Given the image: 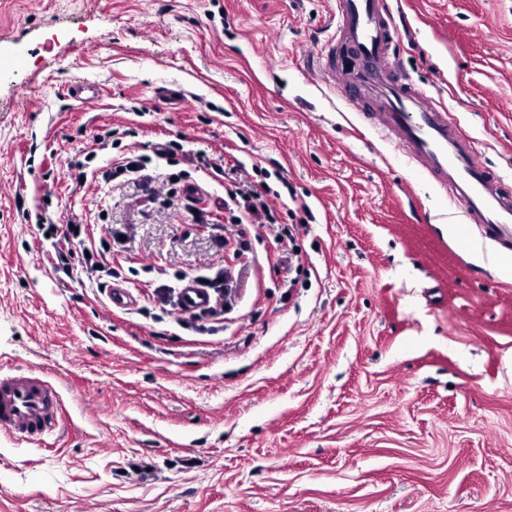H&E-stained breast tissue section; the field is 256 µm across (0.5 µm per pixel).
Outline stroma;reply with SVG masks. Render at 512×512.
<instances>
[{
	"mask_svg": "<svg viewBox=\"0 0 512 512\" xmlns=\"http://www.w3.org/2000/svg\"><path fill=\"white\" fill-rule=\"evenodd\" d=\"M389 6L400 74L511 190L512 0ZM333 7L0 0V372L57 375L73 421L42 447L0 431V512H512V278L449 234L462 206L361 103L306 75ZM169 140L178 169L267 183L276 221L242 258L214 242L236 225L187 223L158 170L150 205L70 178ZM74 219L124 231L126 269L223 266L219 331L154 321L147 277L135 312L82 270L49 278L39 225Z\"/></svg>",
	"mask_w": 512,
	"mask_h": 512,
	"instance_id": "stroma-1",
	"label": "stroma"
}]
</instances>
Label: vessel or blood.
<instances>
[{"label": "vessel or blood", "instance_id": "obj_1", "mask_svg": "<svg viewBox=\"0 0 512 512\" xmlns=\"http://www.w3.org/2000/svg\"><path fill=\"white\" fill-rule=\"evenodd\" d=\"M332 33L307 70L346 99L366 103L362 116L394 149L453 201L467 223L512 251V193L477 159L473 140L459 135L430 91L405 79L396 66L397 27L387 0H336ZM178 307L208 308L212 296L194 278L178 291ZM61 381L41 367L0 373V430L31 445L43 444L67 420Z\"/></svg>", "mask_w": 512, "mask_h": 512}]
</instances>
